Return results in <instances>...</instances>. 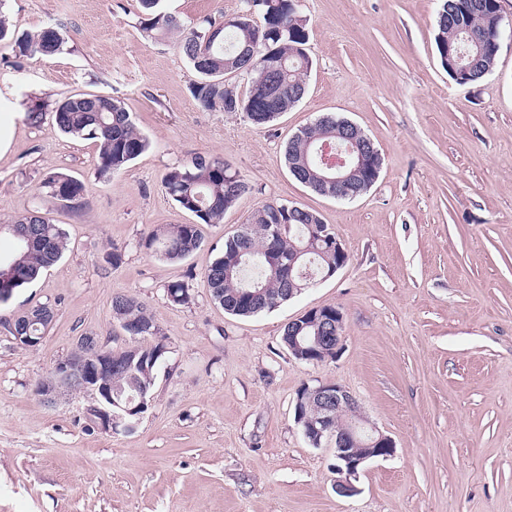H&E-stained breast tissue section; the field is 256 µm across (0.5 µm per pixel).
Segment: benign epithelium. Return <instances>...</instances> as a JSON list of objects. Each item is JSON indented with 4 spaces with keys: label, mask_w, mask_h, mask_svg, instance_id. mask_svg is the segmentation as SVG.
<instances>
[{
    "label": "benign epithelium",
    "mask_w": 512,
    "mask_h": 512,
    "mask_svg": "<svg viewBox=\"0 0 512 512\" xmlns=\"http://www.w3.org/2000/svg\"><path fill=\"white\" fill-rule=\"evenodd\" d=\"M346 138L349 142L348 154L354 159L349 163L344 158H338L334 165H323L319 178L327 185L342 187L365 161L367 151L361 147L358 127L349 129ZM322 239L328 241L338 257L336 268L328 273L331 277L346 265L348 253L340 240L330 234V230L323 231ZM310 325L315 326L314 335L301 334ZM343 329L344 314L339 308H313L288 323V330L293 332V336L289 337L288 351L304 362L333 359L342 348ZM112 370L111 349L94 336L80 339L70 353L56 362L50 374L38 381L36 394L51 405L67 394H83L88 398L87 413L101 430L109 433L119 430L131 432L148 408L149 388L143 387L123 399L121 389H112ZM302 390L312 394L324 415L309 419L300 410L295 421L302 426V433L312 446L319 447L324 441H331L336 459V464L332 465L336 474L334 489L338 495L351 497L358 492L353 480L365 464L393 455L395 442L364 419L356 399L342 385L332 382L313 386L304 384ZM335 409L346 410L351 418L348 429L331 430L329 412Z\"/></svg>",
    "instance_id": "benign-epithelium-1"
}]
</instances>
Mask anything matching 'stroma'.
<instances>
[{
	"label": "stroma",
	"instance_id": "1",
	"mask_svg": "<svg viewBox=\"0 0 512 512\" xmlns=\"http://www.w3.org/2000/svg\"><path fill=\"white\" fill-rule=\"evenodd\" d=\"M184 22L237 13L240 0H162ZM438 0H301L313 66L304 98L267 126L208 112L175 44L141 31L138 0H0L16 33L56 25L63 48L31 60L0 43V224L39 210L68 248L37 281L0 304V512H512V40L494 69L461 86L442 66ZM77 93L123 99L149 149L112 179L97 175L92 141L61 133L33 104ZM333 113L359 126L383 164L351 201L322 196L289 173L290 138ZM223 158L249 190L202 247L180 262L142 245L160 224L193 222L166 194L172 165ZM62 172L84 198L47 197ZM287 202L315 211L347 265L275 310L228 314L203 273L252 211ZM121 266L108 263L112 248ZM189 280L192 300L164 287ZM131 294L158 323L169 353L136 429L106 433L86 399L43 403L37 382L80 336L120 351L112 298ZM51 305L42 343L13 340L14 315ZM339 307L342 349L295 359L284 326ZM335 382L395 442L360 472L356 495L336 494L330 443L316 448L294 420L303 384Z\"/></svg>",
	"mask_w": 512,
	"mask_h": 512
}]
</instances>
